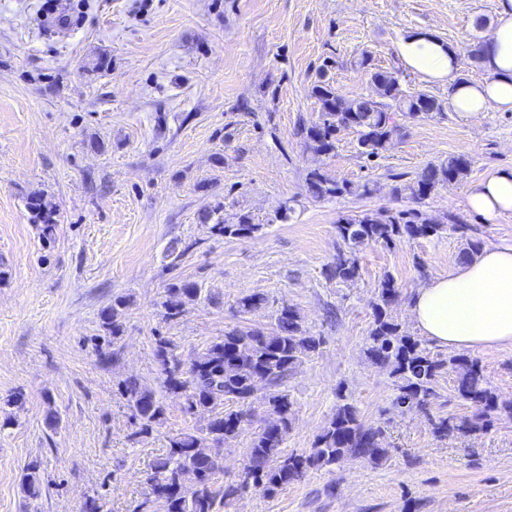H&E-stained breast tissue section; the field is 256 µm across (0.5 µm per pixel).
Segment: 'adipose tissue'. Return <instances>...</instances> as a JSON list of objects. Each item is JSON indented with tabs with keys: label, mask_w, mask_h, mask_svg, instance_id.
<instances>
[{
	"label": "adipose tissue",
	"mask_w": 512,
	"mask_h": 512,
	"mask_svg": "<svg viewBox=\"0 0 512 512\" xmlns=\"http://www.w3.org/2000/svg\"><path fill=\"white\" fill-rule=\"evenodd\" d=\"M399 53L409 69L447 84L460 118L476 117L491 106L512 110V10L501 12L489 34L484 79L456 80V49L428 32L403 38ZM465 205L491 223L512 214V169L471 185ZM410 314L421 335L440 347L452 351L512 348V242L486 244L448 274L417 288Z\"/></svg>",
	"instance_id": "1"
}]
</instances>
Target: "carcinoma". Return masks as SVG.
<instances>
[{
  "label": "carcinoma",
  "instance_id": "1",
  "mask_svg": "<svg viewBox=\"0 0 512 512\" xmlns=\"http://www.w3.org/2000/svg\"><path fill=\"white\" fill-rule=\"evenodd\" d=\"M356 66L370 76L376 96L347 98L329 81L319 79L314 95L321 107L320 122L311 126L300 124L296 129V135L315 157L331 154L336 149L337 135L352 129L358 133L359 155L368 160L377 158L400 134L397 113L410 119L445 116L443 101L422 91L403 89L395 73L372 66L369 54L361 53ZM470 165V160L462 155L430 163L405 184L403 190L421 202L438 186L466 175ZM306 182L309 196L316 200L369 192L368 184L356 186L340 181L319 162L308 170ZM28 207L42 236L51 238L56 227L53 208L39 196L31 197ZM262 229L263 225L254 224L248 216L241 215L235 224L217 221L211 232L221 237L243 238L254 237ZM447 231L466 242L461 259H469L479 250L480 242L472 238L474 228L457 216L449 217L446 224H439L416 208L397 213L342 214L336 221V233L351 250L339 251L326 265L324 275L329 280L353 282L359 271L353 248L369 243L391 246L404 239L435 237ZM197 296L194 282L170 284L168 299L163 302L165 317L176 319L183 307ZM397 296L395 279L385 276L374 303V324L367 348L371 360L390 368L391 375L398 381L395 406L403 411L427 410L430 399L436 396L438 378L449 370L456 373L457 397L471 403L477 412L458 422L451 417L431 421L435 434L445 436L455 430L486 431L491 426V414L496 412L512 417V400H499L483 385L482 371L476 360L463 354L435 356L426 341L401 330L400 324L387 313ZM265 303L264 295L252 293L242 297L238 307L241 312L250 313ZM126 307V298L117 296L101 313L103 327L114 340L123 333L121 318ZM322 344L321 338L307 334L298 310L288 304L276 311L271 331L260 328L226 331L223 338L198 353L185 372L174 358L171 341L164 336L155 339V355L164 375L163 387L167 393L184 399L187 413L212 411L227 403L238 404L236 409L216 413L202 433L183 432L170 439L167 454L155 465L151 484L152 494L166 502L167 512H216L217 506L229 503L247 490L271 494L301 480L312 469L331 467L347 457L374 462L388 457V449L383 446V431L365 426L357 408L350 402L337 406L311 448L301 452L284 449L291 427L292 407L285 390L286 382L302 358ZM119 389L138 421V433L152 432L164 416L160 398L134 377L120 382ZM261 390L264 394L260 396ZM257 400L268 408L272 419L254 433L245 454L240 481L225 486L222 491L217 490L212 483L218 470L216 459L201 453L199 448L206 442L219 444L238 436L245 418L243 407Z\"/></svg>",
  "mask_w": 512,
  "mask_h": 512
}]
</instances>
